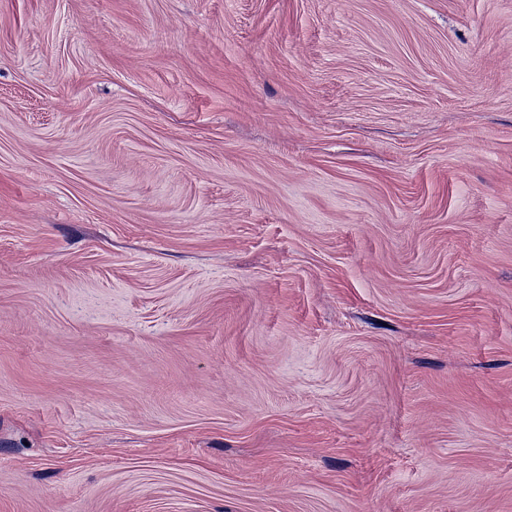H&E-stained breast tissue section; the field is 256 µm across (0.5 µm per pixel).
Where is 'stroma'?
I'll return each instance as SVG.
<instances>
[{
  "label": "stroma",
  "mask_w": 512,
  "mask_h": 512,
  "mask_svg": "<svg viewBox=\"0 0 512 512\" xmlns=\"http://www.w3.org/2000/svg\"><path fill=\"white\" fill-rule=\"evenodd\" d=\"M0 512H512V0H0Z\"/></svg>",
  "instance_id": "1"
}]
</instances>
